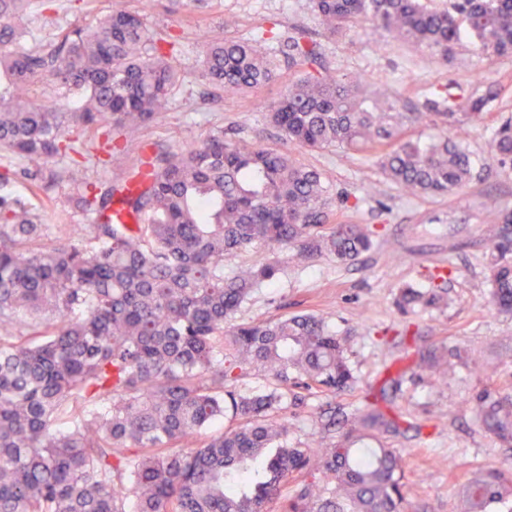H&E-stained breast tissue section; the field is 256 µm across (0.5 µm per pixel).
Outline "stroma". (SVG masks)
Returning a JSON list of instances; mask_svg holds the SVG:
<instances>
[{"label":"stroma","mask_w":512,"mask_h":512,"mask_svg":"<svg viewBox=\"0 0 512 512\" xmlns=\"http://www.w3.org/2000/svg\"><path fill=\"white\" fill-rule=\"evenodd\" d=\"M113 7L138 11L142 2L96 0L89 11L84 0H35L20 25L49 41L59 26L96 24ZM145 22L150 32L175 39L174 63L182 75L166 110L128 136L130 148H143L148 155L203 141L218 128L253 148L286 145L264 104L286 92L293 72L281 66L276 81L237 96L214 92L202 77L205 29L239 40L256 39L262 29H271L278 37L271 45L276 52L288 37L304 35L330 71L398 96L423 112L435 105L447 108L478 84L496 87L486 123L465 127L462 136L483 166L455 194H407L384 178L369 154L336 146L294 150L299 162L329 180L327 225L363 224L373 230V248L356 261L341 263L323 255L297 266L289 263L287 250L263 245L224 259L228 275L272 257L285 264L277 281L253 292L237 322L308 312L349 338L354 389L310 395L291 407L292 439L315 444L331 415L378 405L400 425L384 441L405 457L411 512H460L458 492L474 471L512 466V448L486 432L474 401L489 377H512V358L504 354L512 349V315L489 303L492 244L487 237L499 210L512 209V161L500 162L490 151L496 129L512 118V58L488 61L465 37L447 61L439 62L427 48L402 43L369 22L332 34L309 0H209L203 8L156 0ZM21 169L16 156L0 151V173L10 172L13 196L37 205L45 243L81 242L69 227L89 223V214L76 207L65 188L35 191ZM433 283L446 289L447 305L398 312L401 288ZM429 347L461 355L476 352L483 363L457 365L442 379L419 366L420 350Z\"/></svg>","instance_id":"obj_1"}]
</instances>
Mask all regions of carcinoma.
<instances>
[{
    "label": "carcinoma",
    "mask_w": 512,
    "mask_h": 512,
    "mask_svg": "<svg viewBox=\"0 0 512 512\" xmlns=\"http://www.w3.org/2000/svg\"><path fill=\"white\" fill-rule=\"evenodd\" d=\"M32 0H0V148L45 187L64 186L84 212L108 214L89 241L40 243L37 211L12 197L0 175V512H407L404 460L381 442L398 423L360 409L331 425L315 448L290 439L288 404L353 387L348 340L313 313L233 323L251 293L275 281L277 260L224 275V257L258 245L288 249L303 264L327 253L350 262L373 244L362 224L327 234L329 182L276 148H249L220 128L161 155L138 176L105 188L78 165L49 166L77 152L66 131L110 125L99 151L126 166L116 137L166 109L179 71L151 37L144 14L113 9L89 27H60L49 46L17 30ZM331 32L363 21L446 59L462 34L488 60L512 57V0H311ZM296 79L265 104L283 139L306 151L340 146L376 156L382 175L411 194L466 188L473 160L462 141L423 140L425 120L463 130L495 97L473 94L459 112H403L345 76L318 71L315 49L288 37ZM264 40L205 41L203 78L227 94L277 77ZM51 79L80 105L61 112L35 101ZM494 157L512 160V120ZM132 215L145 221L132 231ZM490 303L512 313V210L491 225ZM444 300L437 287L401 289L404 313ZM31 320L21 323L19 312ZM31 333L21 335L20 325ZM420 366L451 367L436 349ZM264 375L249 393L239 382ZM512 380L477 394L484 428L512 447ZM224 430L202 436L217 420ZM376 447H369V442ZM462 512H512V471L474 472Z\"/></svg>",
    "instance_id": "obj_1"
}]
</instances>
